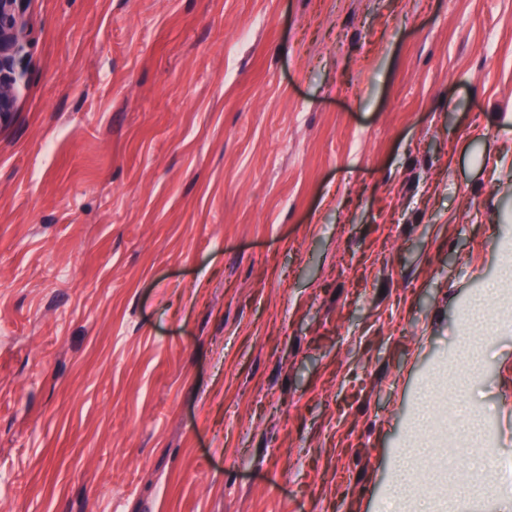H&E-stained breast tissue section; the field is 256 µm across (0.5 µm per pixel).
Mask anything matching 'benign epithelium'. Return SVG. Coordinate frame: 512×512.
I'll return each mask as SVG.
<instances>
[{"instance_id": "benign-epithelium-1", "label": "benign epithelium", "mask_w": 512, "mask_h": 512, "mask_svg": "<svg viewBox=\"0 0 512 512\" xmlns=\"http://www.w3.org/2000/svg\"><path fill=\"white\" fill-rule=\"evenodd\" d=\"M28 0H0V118L15 110L14 65L23 50Z\"/></svg>"}]
</instances>
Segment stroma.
Wrapping results in <instances>:
<instances>
[{"instance_id":"stroma-1","label":"stroma","mask_w":512,"mask_h":512,"mask_svg":"<svg viewBox=\"0 0 512 512\" xmlns=\"http://www.w3.org/2000/svg\"><path fill=\"white\" fill-rule=\"evenodd\" d=\"M0 120V512H382L427 394L512 457V0H31ZM500 279L491 284L489 288H494L497 303L492 313L502 326H512V254L511 244L508 253L501 265ZM509 284V288H501L503 284Z\"/></svg>"}]
</instances>
